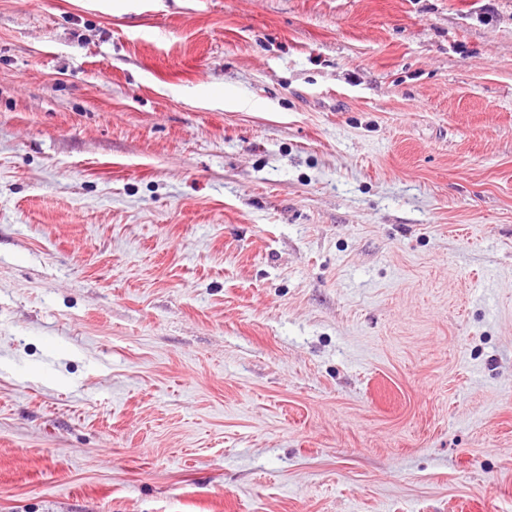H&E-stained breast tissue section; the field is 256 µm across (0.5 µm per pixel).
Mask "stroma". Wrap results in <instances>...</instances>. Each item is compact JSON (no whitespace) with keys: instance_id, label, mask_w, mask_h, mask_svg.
<instances>
[{"instance_id":"35a3bbf8","label":"stroma","mask_w":512,"mask_h":512,"mask_svg":"<svg viewBox=\"0 0 512 512\" xmlns=\"http://www.w3.org/2000/svg\"><path fill=\"white\" fill-rule=\"evenodd\" d=\"M512 512V0H0V512Z\"/></svg>"}]
</instances>
